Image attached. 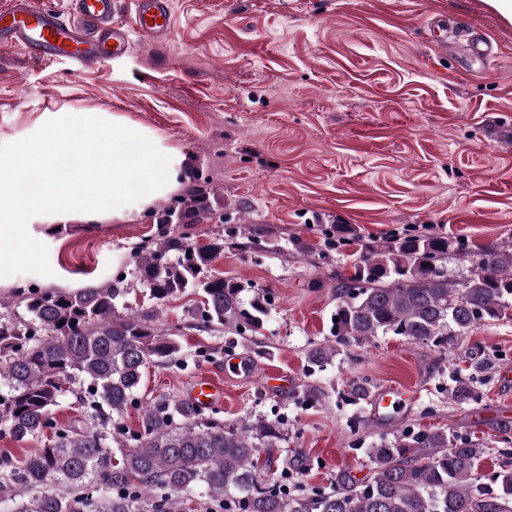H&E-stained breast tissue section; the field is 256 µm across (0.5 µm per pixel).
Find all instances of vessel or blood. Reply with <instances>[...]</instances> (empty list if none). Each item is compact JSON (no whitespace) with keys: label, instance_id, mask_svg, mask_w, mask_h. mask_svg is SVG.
<instances>
[{"label":"vessel or blood","instance_id":"1","mask_svg":"<svg viewBox=\"0 0 512 512\" xmlns=\"http://www.w3.org/2000/svg\"><path fill=\"white\" fill-rule=\"evenodd\" d=\"M68 18L34 0H10L0 10V49L32 59H69L80 68L130 53L134 37L161 39L173 24V0H68Z\"/></svg>","mask_w":512,"mask_h":512}]
</instances>
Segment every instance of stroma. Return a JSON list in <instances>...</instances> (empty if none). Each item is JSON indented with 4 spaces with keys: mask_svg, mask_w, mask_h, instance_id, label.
<instances>
[{
    "mask_svg": "<svg viewBox=\"0 0 512 512\" xmlns=\"http://www.w3.org/2000/svg\"><path fill=\"white\" fill-rule=\"evenodd\" d=\"M174 8L168 41L136 38L130 56L104 66L0 51V142L72 107L147 129L183 160L171 194L123 220L56 225L15 276L43 290L122 282L125 306L150 312L183 346L180 361L149 368L143 398L186 400L208 378L225 423L283 418L285 448L310 459L302 488L340 473L366 477L367 448L402 427L485 442L480 468L492 474L512 431V386L497 378L512 363V311L444 357L401 336L340 347L321 371L309 369L306 352L331 339L336 282L353 275L365 246L432 224L473 254L489 244L512 249V136L493 141L483 128L491 111L512 120V22L486 0H174ZM475 37L497 44L496 61L472 55ZM195 189L213 219L158 223L161 208ZM340 224L356 237L326 248ZM174 232L196 247L224 237L214 273L269 294L258 332L201 327L195 295L162 304L143 296L132 254ZM237 357L252 362L251 374L232 371ZM457 373L475 391L463 405L448 399ZM355 380L413 397L375 419L368 400L350 396ZM309 384L326 400L302 402Z\"/></svg>",
    "mask_w": 512,
    "mask_h": 512,
    "instance_id": "stroma-1",
    "label": "stroma"
}]
</instances>
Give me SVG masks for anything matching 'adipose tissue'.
I'll return each instance as SVG.
<instances>
[{
	"mask_svg": "<svg viewBox=\"0 0 512 512\" xmlns=\"http://www.w3.org/2000/svg\"><path fill=\"white\" fill-rule=\"evenodd\" d=\"M179 160L142 128L96 112L45 113L29 135L0 143V274L34 255L35 225L123 219L167 195Z\"/></svg>",
	"mask_w": 512,
	"mask_h": 512,
	"instance_id": "ef3b65f1",
	"label": "adipose tissue"
}]
</instances>
